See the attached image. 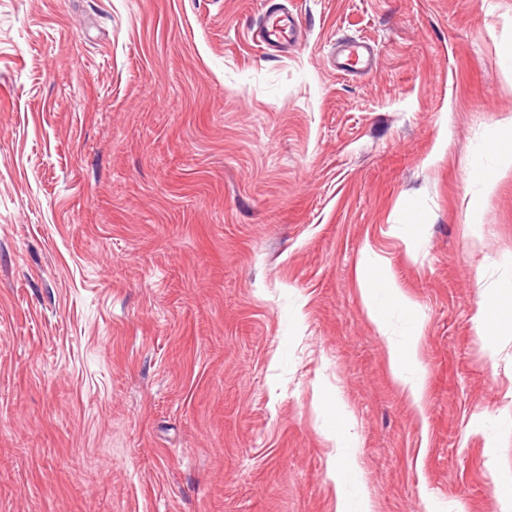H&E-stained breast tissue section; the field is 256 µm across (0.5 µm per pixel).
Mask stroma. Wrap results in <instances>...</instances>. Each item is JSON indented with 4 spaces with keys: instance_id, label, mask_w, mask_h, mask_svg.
Masks as SVG:
<instances>
[{
    "instance_id": "1",
    "label": "stroma",
    "mask_w": 512,
    "mask_h": 512,
    "mask_svg": "<svg viewBox=\"0 0 512 512\" xmlns=\"http://www.w3.org/2000/svg\"><path fill=\"white\" fill-rule=\"evenodd\" d=\"M280 2L274 50L264 0H0V512H336L340 436L372 512H502L512 0ZM265 17L266 20L264 19L263 25L258 28L257 37L265 43L279 42L286 30L283 20L279 17L277 11L271 8L266 11ZM339 56L343 57V62L338 63L340 67L364 73L370 65L371 50L364 43L342 39L336 46V62ZM502 141L503 139L497 132L492 133L483 143L482 154L499 167H510L512 166V152L503 147ZM362 281L364 298L374 320L380 322L387 310L402 309L406 306L399 289L367 265L362 273ZM405 332L407 338L403 346H390L392 368L404 392L415 404H419L422 398L424 374L415 358L414 346L419 334L413 320H406Z\"/></svg>"
}]
</instances>
